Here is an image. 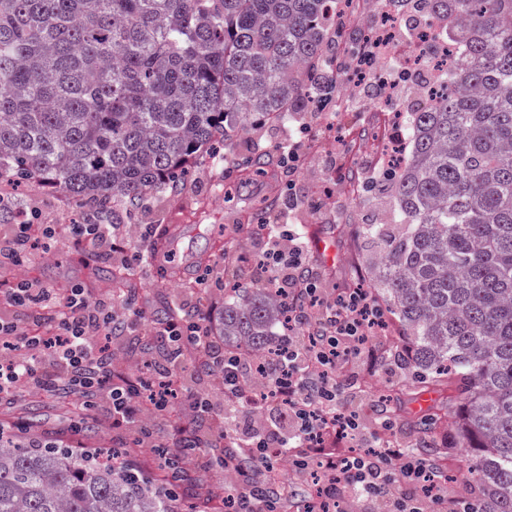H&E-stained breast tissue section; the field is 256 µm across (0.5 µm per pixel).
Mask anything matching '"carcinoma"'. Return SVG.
<instances>
[{
    "label": "carcinoma",
    "mask_w": 512,
    "mask_h": 512,
    "mask_svg": "<svg viewBox=\"0 0 512 512\" xmlns=\"http://www.w3.org/2000/svg\"><path fill=\"white\" fill-rule=\"evenodd\" d=\"M399 21L434 29L417 45L445 71L408 113L405 147L373 181L398 220L365 224L369 289L405 331L416 378L454 384L448 449L476 492L464 512H512V0H386ZM338 0H0V183L37 179L101 211L173 193L189 164L224 140V181L264 173L267 152L234 153L260 121L286 123L333 97L346 25ZM129 295L130 270L112 271ZM292 307L272 273L242 281L217 324L182 345L220 340L264 357ZM437 420L412 452L434 463ZM210 469L226 467L211 438ZM153 448L157 479L119 448H30L0 431V512H179L182 457Z\"/></svg>",
    "instance_id": "1"
}]
</instances>
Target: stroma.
Returning a JSON list of instances; mask_svg holds the SVG:
<instances>
[{"label":"stroma","instance_id":"stroma-1","mask_svg":"<svg viewBox=\"0 0 512 512\" xmlns=\"http://www.w3.org/2000/svg\"><path fill=\"white\" fill-rule=\"evenodd\" d=\"M347 111L328 104L316 112H304L282 125L261 123L239 141L236 150L267 151L279 155L286 141H293L299 153L298 170L289 185H273L258 180L240 189L236 213L224 209V158L213 155L195 164L191 177L177 193L157 200L146 198L138 211L112 219L101 215L72 198L30 179L19 184L4 183L0 195L8 201L6 217L11 224H48L57 228L55 238L47 244L28 249L22 263L0 259V289L18 279H25L47 288L63 290L75 284L85 285L89 302L108 301L112 312L129 323L126 335L99 337L115 365L134 374L154 370L161 361L160 352L144 353L136 337L150 335L154 319L165 303L175 302L197 311L205 321H213L225 300L224 284L257 275V258L270 250L286 248V241L272 238L268 231L250 229L252 207L263 199L276 202L272 218L276 224L297 225L307 266L319 288L322 303L314 314L323 317L325 304L347 288L364 287L362 257L369 249L358 238L362 224H388L394 218L390 203L372 208L359 205L350 189L353 176L377 174L383 169V156L388 144L408 137L406 125L386 121L375 124L370 115L377 106L371 89L360 85L346 86ZM116 223L112 246L94 249L75 243L61 229L68 224ZM240 223L234 232V244L214 269L213 277L202 293L183 288L181 282H162L155 266L140 267L137 275L139 295L134 309H127L124 297L118 296L110 273L122 267L126 256L135 249H149L152 238L147 228L152 224L179 225L186 243L200 248L215 224ZM385 331L371 336L361 353L352 355L333 376L338 389L336 407L355 413L359 421V442H345L340 452L353 447L379 448L394 445L409 447L417 435L407 428L408 420L431 413L433 407L447 402L446 392L433 388L422 390L412 384L403 364L392 355L404 351L401 330L393 316H386ZM188 392L179 395L181 414L170 418L143 415L141 425L151 432V443H170L178 436L179 427L191 424L199 432L211 433V419L230 415L233 440L246 439L252 428L276 426L277 421L266 413L237 406L228 400L217 377L188 372ZM393 394L392 402H383L385 394ZM205 397L211 410L197 413L188 408L194 395ZM96 408L89 419L86 433L75 435L60 422L63 412H79L81 401L75 397L49 396L36 386L28 387L14 399L0 400V422L7 424L28 411L40 414V421L25 434V441L52 440L69 448H109L123 445L129 459L139 461L147 470L156 463L132 431L113 429L106 412V397L98 395ZM392 417L391 429H383L384 417ZM185 501L193 512H211L214 503L222 501L227 492L241 488L245 477L233 468L221 473L205 470L201 464L190 463Z\"/></svg>","mask_w":512,"mask_h":512}]
</instances>
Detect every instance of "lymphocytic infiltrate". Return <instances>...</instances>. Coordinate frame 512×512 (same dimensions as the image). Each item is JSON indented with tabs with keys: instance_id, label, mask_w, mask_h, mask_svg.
Masks as SVG:
<instances>
[{
	"instance_id": "obj_1",
	"label": "lymphocytic infiltrate",
	"mask_w": 512,
	"mask_h": 512,
	"mask_svg": "<svg viewBox=\"0 0 512 512\" xmlns=\"http://www.w3.org/2000/svg\"><path fill=\"white\" fill-rule=\"evenodd\" d=\"M264 271L276 272L280 285L292 289L296 309L293 318L308 339L298 347L283 339L282 355L267 371L275 387L262 396L245 394L242 378L248 368L240 357L223 359L210 354L197 368L219 373L224 395L247 407L279 415L290 422L305 462L317 463L320 472L309 496L307 512H332L336 493L345 486L367 499H386L388 512H421V498L439 503L443 483L426 461L402 448L337 455L328 452V441L355 436L359 422L355 414L336 410V386L330 376L350 354L367 345L370 329L379 322L380 310L373 296L360 289L338 294L321 319L311 316L317 288L307 276L301 249L273 251L261 261ZM0 299L20 309L35 308L39 320L29 327L0 318V347L23 343L32 350H46L47 361L0 360V398L18 393L29 384L51 392L75 396L107 390L112 427L123 431L137 424L141 410L160 416L173 413L171 400L181 387L180 377L170 369L159 372L156 383L145 385L142 377L112 368L105 350L94 345L95 336L117 330L106 304H89L81 286L56 293L29 281L0 290ZM414 487V494L401 492V485Z\"/></svg>"
}]
</instances>
